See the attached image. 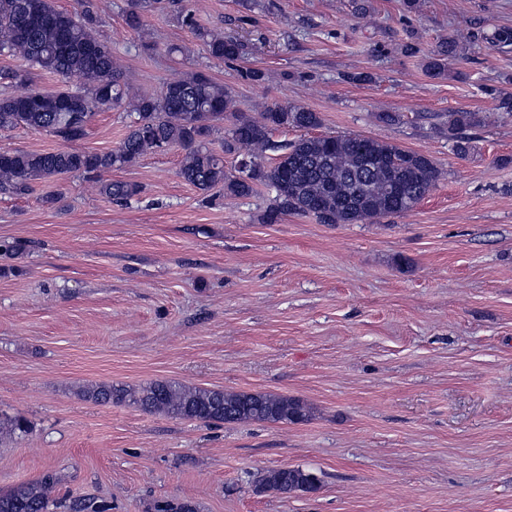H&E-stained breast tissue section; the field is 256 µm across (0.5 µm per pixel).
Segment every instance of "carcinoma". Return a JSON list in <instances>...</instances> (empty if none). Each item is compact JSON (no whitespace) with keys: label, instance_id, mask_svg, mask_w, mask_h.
Instances as JSON below:
<instances>
[{"label":"carcinoma","instance_id":"carcinoma-1","mask_svg":"<svg viewBox=\"0 0 512 512\" xmlns=\"http://www.w3.org/2000/svg\"><path fill=\"white\" fill-rule=\"evenodd\" d=\"M126 23L140 26L141 10L151 0H129ZM81 12L58 9L54 0H0V55L20 57L31 66L81 80L78 105H65L71 91L53 93L35 89L0 97V131L23 127L47 132L70 143L86 135L92 110L130 106L135 119L120 145L107 152L76 149L37 152L0 149V193L21 195L30 183L62 174L97 177L99 192L107 199L128 201L141 192L139 185L99 179L127 166L147 151L179 146L185 150L178 175L201 191L217 185L224 194L252 195L256 182L274 192L273 204L263 216L267 224L288 214L312 215L321 224H355L406 213L414 208L440 177L427 156L385 141L355 134L300 138L284 146L269 140L272 127L311 130L321 124L318 113L298 106H274L255 118L237 112L231 93L203 74L194 73L166 83L155 96L129 98L121 67L112 48L95 33L97 13L90 0H79ZM208 53L217 60L235 59L241 44L221 33L203 34ZM459 41L448 38L426 56V72L443 76L448 60L461 56ZM231 113L234 118L224 152L237 155L234 171L224 170V158L209 149L212 122ZM479 112L448 113V136L459 152L466 145L459 134L480 127ZM279 150L274 166L264 169L263 153ZM95 402L125 403L148 413L205 423H303L311 409L301 400L268 394L226 393L220 389L154 381L138 388L96 384L84 389ZM28 432L19 419L0 422V438ZM265 490L280 494L303 492V485H320L316 473L302 467L271 470L259 476ZM63 504L54 497L49 479L19 484L0 492V512H56ZM157 512H199L189 501L174 500Z\"/></svg>","mask_w":512,"mask_h":512}]
</instances>
